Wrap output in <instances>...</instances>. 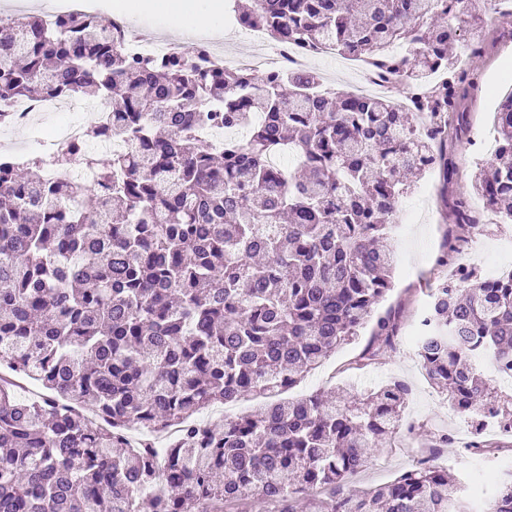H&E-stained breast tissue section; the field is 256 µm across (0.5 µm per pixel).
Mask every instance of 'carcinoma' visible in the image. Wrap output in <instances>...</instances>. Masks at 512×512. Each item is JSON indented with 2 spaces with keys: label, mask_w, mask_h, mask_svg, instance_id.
<instances>
[{
  "label": "carcinoma",
  "mask_w": 512,
  "mask_h": 512,
  "mask_svg": "<svg viewBox=\"0 0 512 512\" xmlns=\"http://www.w3.org/2000/svg\"><path fill=\"white\" fill-rule=\"evenodd\" d=\"M471 0H251L243 24L327 46L413 87L449 81L408 112L386 97L324 91L319 76L205 70L186 56L127 55L111 28L71 12L0 18V100L76 94L112 107L89 140L125 138L86 186L0 161V512H467L448 468L421 461L382 485L350 478L390 443L408 387L280 399L374 322L368 360L399 315L392 231L409 174L448 166L465 136L469 71L448 56ZM439 132L419 133V115ZM242 128L220 151L190 128ZM497 144L474 173L486 208L512 221V91L493 112ZM303 155L296 170L271 159ZM418 356L453 410L512 421L480 358L512 372V275L459 266L431 289ZM274 399L222 424L215 404ZM91 401L98 422L75 405ZM175 427L161 448L155 437ZM138 429L148 438L134 442ZM486 512H512V477Z\"/></svg>",
  "instance_id": "obj_1"
}]
</instances>
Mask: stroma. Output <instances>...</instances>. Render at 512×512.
Instances as JSON below:
<instances>
[{"label": "stroma", "mask_w": 512, "mask_h": 512, "mask_svg": "<svg viewBox=\"0 0 512 512\" xmlns=\"http://www.w3.org/2000/svg\"><path fill=\"white\" fill-rule=\"evenodd\" d=\"M454 50L465 58L475 84L472 101L471 125L473 130L488 135L492 132L495 94L512 91L508 76L512 75V14L490 16L486 0H476L470 16L465 17L458 29ZM50 115L28 127L0 130V156L10 153L28 159L39 158L35 139L40 132L58 123ZM458 173L450 183H443L439 171H430L419 180L411 193L405 196L400 211H410L415 221L405 231L395 235L396 252L395 288L388 297L402 309L403 326L411 328L422 308L428 307V290L446 279L449 268L436 265L435 259L452 219L444 203L445 197L472 198V177L476 163L490 164L493 150H486L481 160L470 156L468 141L453 143ZM368 341L360 336L343 345L296 386L287 390L290 398L330 389L345 383L370 388L397 378L414 387L404 410V418L390 448L377 452L366 461L354 478L359 488H370L394 479L414 463L406 437H414L422 450L431 451L442 466L448 467L462 482V498L471 499L475 482L494 485L502 475L497 466L500 450L485 456H473L461 443L465 420L453 414L445 395L436 392L428 383L416 352L399 347L385 349L376 360L364 367L356 362Z\"/></svg>", "instance_id": "obj_1"}]
</instances>
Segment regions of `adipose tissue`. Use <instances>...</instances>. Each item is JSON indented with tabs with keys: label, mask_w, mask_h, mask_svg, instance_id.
Segmentation results:
<instances>
[{
	"label": "adipose tissue",
	"mask_w": 512,
	"mask_h": 512,
	"mask_svg": "<svg viewBox=\"0 0 512 512\" xmlns=\"http://www.w3.org/2000/svg\"><path fill=\"white\" fill-rule=\"evenodd\" d=\"M125 8L150 10L177 32L193 28L216 40L224 36L223 26L216 22L224 13V0H127Z\"/></svg>",
	"instance_id": "adipose-tissue-1"
}]
</instances>
